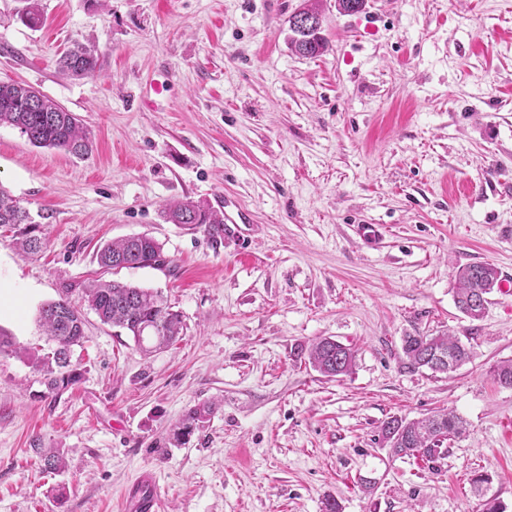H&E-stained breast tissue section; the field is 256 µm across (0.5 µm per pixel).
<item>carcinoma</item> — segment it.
<instances>
[{
  "mask_svg": "<svg viewBox=\"0 0 512 512\" xmlns=\"http://www.w3.org/2000/svg\"><path fill=\"white\" fill-rule=\"evenodd\" d=\"M20 19L27 26L43 25L45 17L39 0H24ZM290 44L304 57H317L327 48L322 35L306 34L295 28ZM58 69L71 76L92 75L99 66L94 50L76 41L57 60ZM17 129L29 143L83 157L93 148L89 130L72 112L35 88L0 82V126ZM163 219L188 230L202 232L212 240L224 238V214L199 202L171 201L163 205ZM0 226L17 230L19 248L27 255L40 252L44 242L38 235L39 224L29 211L0 188ZM98 263L107 271L123 268H159L166 263L162 245L146 234L113 240L97 252ZM455 304L470 320L485 317L489 295L499 284V272L489 263L469 264L456 271ZM84 301L104 324L124 330L145 354L166 349L183 335L184 325L179 312L172 309L157 291L139 288L118 280H95L82 289ZM39 321L55 344L51 352L40 355L18 347L0 335V356L14 355L26 360L43 375L47 387L63 392L80 382L82 374L72 364L73 347L80 345L84 334V316L66 298L44 304ZM308 363L326 378H343L353 373L356 352L352 347L330 337L318 338L305 348ZM405 367L426 368L434 373L454 371L470 360V349L447 332L407 335L402 339ZM494 380L504 388H512V359L499 362L492 369ZM219 408L215 402H204L187 411L173 429L177 441L203 426ZM465 431L464 420L452 411L420 419L406 420L395 416L383 423L381 441L397 457L421 458L428 462L440 456L441 448ZM38 465L44 472L62 471L66 457L57 448L33 445Z\"/></svg>",
  "mask_w": 512,
  "mask_h": 512,
  "instance_id": "carcinoma-1",
  "label": "carcinoma"
}]
</instances>
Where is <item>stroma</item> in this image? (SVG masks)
<instances>
[{"instance_id": "obj_1", "label": "stroma", "mask_w": 512, "mask_h": 512, "mask_svg": "<svg viewBox=\"0 0 512 512\" xmlns=\"http://www.w3.org/2000/svg\"><path fill=\"white\" fill-rule=\"evenodd\" d=\"M303 0H41L44 25L0 0V81L32 86L80 116L93 151L31 146L0 126V187L35 215L38 255L0 227V334L46 353L41 305L98 276L106 242L146 234L160 268L120 280L162 291L184 334L143 355L85 314L82 378L49 392L31 365L0 357V512H118L152 469L160 512H512V295L483 320L457 308L455 273L512 272V0H322L329 49L289 44ZM100 69L56 60L73 42ZM249 213L212 241L167 223L163 203ZM448 332L471 360L409 370L402 338ZM331 337L356 351L329 379L298 358ZM218 412L183 444L172 429L205 401ZM447 409L468 432L443 457L393 456V416ZM67 467L40 470L33 441ZM489 476L483 492L471 480ZM58 69L71 76L92 75L99 66V57L94 50L76 41L57 60Z\"/></svg>"}]
</instances>
